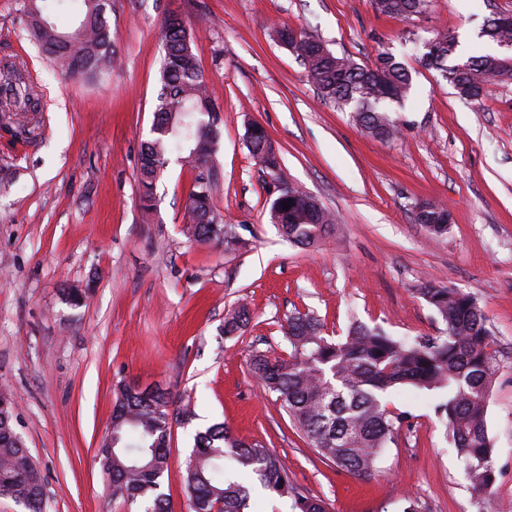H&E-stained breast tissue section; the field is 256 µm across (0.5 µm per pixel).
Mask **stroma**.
I'll list each match as a JSON object with an SVG mask.
<instances>
[{
  "instance_id": "1",
  "label": "stroma",
  "mask_w": 512,
  "mask_h": 512,
  "mask_svg": "<svg viewBox=\"0 0 512 512\" xmlns=\"http://www.w3.org/2000/svg\"><path fill=\"white\" fill-rule=\"evenodd\" d=\"M502 13L512 0H430L408 19L379 14L374 0H110L112 71L87 79L49 63L23 0H0V65L23 68L41 103L16 116L34 126L31 139L0 129V386L41 471L45 512H141L113 497L99 455L124 386L169 395L161 490L170 512H189L186 461L197 432L216 423L275 452L328 512H399L407 500L417 512H512V80L468 101L424 60L425 42L444 29L462 56L491 52L480 28ZM173 15L192 27L223 109L214 206L242 248L185 236L195 172L180 154L168 159L153 210L140 207L139 154ZM277 26L361 65L381 52L402 61L412 85L393 106L397 136L372 138L323 100L274 38ZM254 123L292 186L335 214L318 246L291 244L271 224L278 184L247 148ZM436 201L451 222L433 239L414 206ZM427 279L476 297L498 354L486 412L496 482L485 498L421 392L391 396L390 409L408 418L364 480L321 458L249 371L254 352L287 356L283 325L297 310L334 337L354 318L395 336L442 335L417 293ZM68 289L85 292L82 305L66 301ZM242 300L250 321L225 336L224 313Z\"/></svg>"
}]
</instances>
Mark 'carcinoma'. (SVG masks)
Segmentation results:
<instances>
[{
	"label": "carcinoma",
	"mask_w": 512,
	"mask_h": 512,
	"mask_svg": "<svg viewBox=\"0 0 512 512\" xmlns=\"http://www.w3.org/2000/svg\"><path fill=\"white\" fill-rule=\"evenodd\" d=\"M69 0H25L27 24L47 57L70 75L94 77L112 69V36L106 18L108 0H78L81 19L70 32L58 30L49 12ZM429 0H375V9L391 17L423 13ZM493 17L483 28L490 41H512V23ZM164 55L159 69L160 93L154 118H174L167 133L158 131L140 150L138 195L143 209L154 200L157 181L168 156L177 152L192 158L199 143L210 146L208 171H197L187 196L188 227L193 241L210 239L217 221L213 198L219 190L215 157L221 138V108L207 91V83L194 50L193 34L183 21L168 18L161 34ZM435 54L425 65L443 72L456 94L477 100L500 70L499 54L469 58V68L457 69L458 37L440 31L434 37ZM311 48L302 41L300 59L309 81L323 98L350 109L357 124L370 136L394 137L397 126L389 105L399 103L411 85L405 65L389 53L377 55L372 66L331 50ZM38 97L14 65L0 68V112H36ZM247 145L261 166L274 178H285L279 158L265 129L247 137ZM290 209L276 200L270 205L271 223L289 242L311 247L334 228L335 219L317 208L297 189ZM450 212L432 203L424 226L433 237L448 230ZM417 293L445 325V335L395 337L379 327L355 319L346 335L335 339L324 333L321 320L296 311L284 326L288 357L256 353L250 371L286 411L311 447L337 468L362 479L373 477L378 462L402 426L405 416L388 408L386 396L411 386L442 400L434 405L453 444L457 458L474 489L481 495L495 483L494 445L486 428L488 396L499 363L493 339L477 300L433 280L421 282ZM249 309L240 304L226 313L224 335L232 336L248 322ZM112 431L118 435L113 452L100 449L112 483V495L147 504L144 512H169L161 478L169 468L171 419L167 393L143 396L123 387L112 411ZM12 443L0 441V488L9 487L23 500L26 512H43V484L35 463ZM185 484L191 512H252L251 499L260 488L290 504L291 512H327L320 497L306 494L292 481L280 458L264 446L235 439L223 424L195 436L186 467Z\"/></svg>",
	"instance_id": "carcinoma-1"
}]
</instances>
